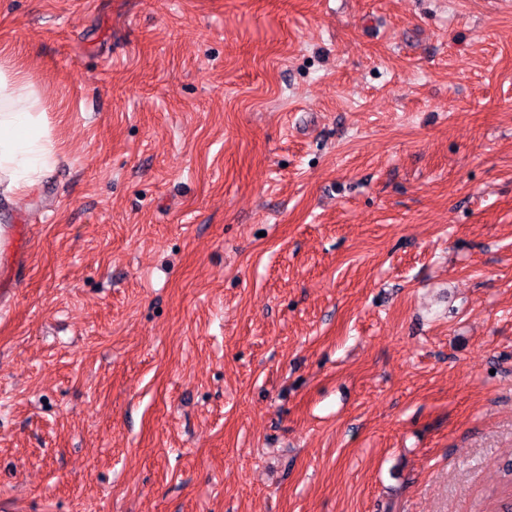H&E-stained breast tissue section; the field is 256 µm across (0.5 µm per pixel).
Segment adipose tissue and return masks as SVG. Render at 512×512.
Returning a JSON list of instances; mask_svg holds the SVG:
<instances>
[{
    "instance_id": "ef3b65f1",
    "label": "adipose tissue",
    "mask_w": 512,
    "mask_h": 512,
    "mask_svg": "<svg viewBox=\"0 0 512 512\" xmlns=\"http://www.w3.org/2000/svg\"><path fill=\"white\" fill-rule=\"evenodd\" d=\"M56 153L41 95L21 71L0 66V200L36 190Z\"/></svg>"
}]
</instances>
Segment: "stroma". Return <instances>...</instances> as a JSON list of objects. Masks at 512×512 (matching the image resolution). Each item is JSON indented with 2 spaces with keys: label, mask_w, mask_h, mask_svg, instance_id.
Listing matches in <instances>:
<instances>
[{
  "label": "stroma",
  "mask_w": 512,
  "mask_h": 512,
  "mask_svg": "<svg viewBox=\"0 0 512 512\" xmlns=\"http://www.w3.org/2000/svg\"><path fill=\"white\" fill-rule=\"evenodd\" d=\"M60 147L0 207V512H496L512 0H0Z\"/></svg>",
  "instance_id": "1"
}]
</instances>
